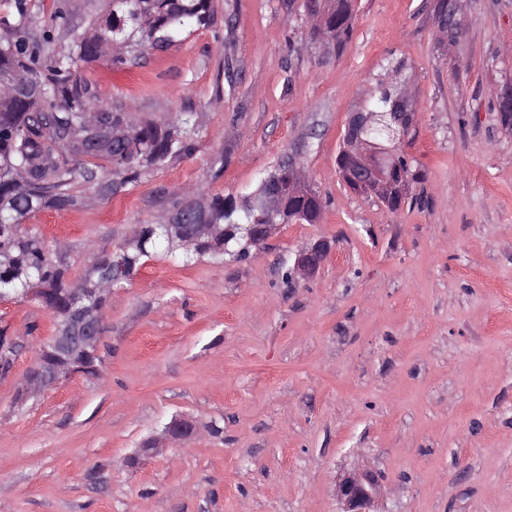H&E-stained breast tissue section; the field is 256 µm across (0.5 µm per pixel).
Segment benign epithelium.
<instances>
[{
    "instance_id": "obj_1",
    "label": "benign epithelium",
    "mask_w": 512,
    "mask_h": 512,
    "mask_svg": "<svg viewBox=\"0 0 512 512\" xmlns=\"http://www.w3.org/2000/svg\"><path fill=\"white\" fill-rule=\"evenodd\" d=\"M448 26L445 39L453 45L462 32L456 19L457 4L460 0H449ZM392 122L402 130L413 128L417 113L408 95L400 91L396 96L389 97ZM376 113H352L346 135L342 140L338 160L342 162L340 174L350 184L357 186L358 191L375 194L383 200L402 199L406 195L407 185L397 182L385 173L387 161L381 153L379 145L368 136ZM289 197H314L313 190L306 184L302 172L292 163H285L278 172L263 180L261 187L253 197L254 203L268 214L274 216L280 212ZM185 215H178L166 229L171 239L179 241L190 249L197 244V237H187L183 233ZM329 244L323 240L315 242L297 261V271L307 276L313 274L325 259ZM102 316L99 309L86 305L72 308L57 323L50 344L58 349H68L74 345L81 346L91 357L95 356L101 339ZM75 372L71 366H56L45 372L37 366L30 373L25 390H37L59 382ZM197 435L195 423L188 417L172 419L164 429L165 440L178 446ZM379 484L371 472L345 473L337 483V497L342 505L341 512H375L373 503L378 495Z\"/></svg>"
}]
</instances>
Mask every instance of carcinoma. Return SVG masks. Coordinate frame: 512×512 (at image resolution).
Instances as JSON below:
<instances>
[{
	"instance_id": "cac0c4a2",
	"label": "carcinoma",
	"mask_w": 512,
	"mask_h": 512,
	"mask_svg": "<svg viewBox=\"0 0 512 512\" xmlns=\"http://www.w3.org/2000/svg\"><path fill=\"white\" fill-rule=\"evenodd\" d=\"M13 2L15 21L0 18V78L14 76L25 83L19 89L0 83V299L30 297L57 318L72 303L66 269L45 240L22 230V222L43 209L82 205L79 183L93 177L101 160L123 172L126 184L138 178L140 167L162 165L194 148L187 117L178 116L161 126L150 121L131 123L120 112L94 109L91 87L81 78L79 67L106 54L119 67L130 54L166 48L187 29L209 26L213 5L211 0H102V14L90 19L67 48L59 49V34L69 25L68 5L56 4L54 25L33 35L27 0ZM327 9L323 26L341 44L351 30V0H333ZM373 137L391 151L397 174L410 181L419 178L400 149L401 133L388 119L377 124ZM70 154L85 158L87 164H71ZM306 209L305 201L291 199L275 223L303 224L300 214ZM264 221L252 205L239 209L220 196L198 204L188 212L187 224H214L218 239L187 258L227 254L244 259L253 247L247 226ZM163 243H170V238L162 226L141 225L139 241L128 252L123 280L130 279L141 259ZM96 269V275L80 287H113L112 262L101 261Z\"/></svg>"
}]
</instances>
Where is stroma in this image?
Instances as JSON below:
<instances>
[{
    "mask_svg": "<svg viewBox=\"0 0 512 512\" xmlns=\"http://www.w3.org/2000/svg\"><path fill=\"white\" fill-rule=\"evenodd\" d=\"M440 0H353L344 47L313 36L304 0H214L210 27L114 70L81 69L128 121L189 116L194 148L114 196L23 227L70 282L137 225L189 198L237 205L285 161L323 202L243 260L142 258L103 308L95 374L22 398L56 320L0 300L16 346L0 371V512H339L336 480L370 470L378 512H512V0H463L447 45ZM404 84V151L422 174L398 210L351 190L336 158L352 112ZM322 267L295 270L319 239ZM187 416L191 441L163 431ZM156 454L129 465L142 443ZM197 435L195 423L188 417H175L164 429L165 440L171 445H181Z\"/></svg>",
    "mask_w": 512,
    "mask_h": 512,
    "instance_id": "obj_1",
    "label": "stroma"
}]
</instances>
